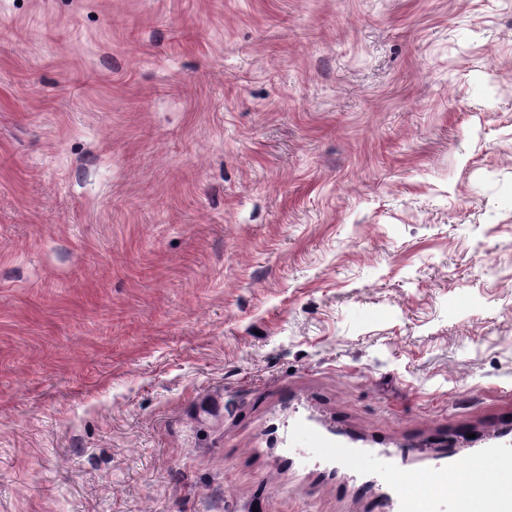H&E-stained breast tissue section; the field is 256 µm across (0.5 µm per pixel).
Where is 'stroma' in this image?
I'll list each match as a JSON object with an SVG mask.
<instances>
[{"label": "stroma", "instance_id": "stroma-1", "mask_svg": "<svg viewBox=\"0 0 512 512\" xmlns=\"http://www.w3.org/2000/svg\"><path fill=\"white\" fill-rule=\"evenodd\" d=\"M509 463L512 0H0V512Z\"/></svg>", "mask_w": 512, "mask_h": 512}]
</instances>
